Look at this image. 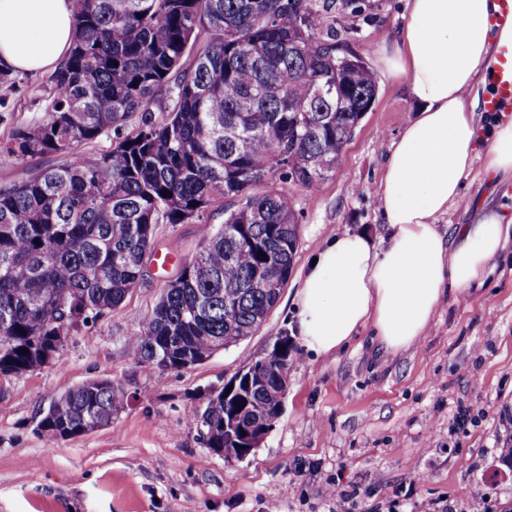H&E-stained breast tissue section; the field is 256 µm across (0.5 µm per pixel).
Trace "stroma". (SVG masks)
I'll use <instances>...</instances> for the list:
<instances>
[{"label": "stroma", "mask_w": 512, "mask_h": 512, "mask_svg": "<svg viewBox=\"0 0 512 512\" xmlns=\"http://www.w3.org/2000/svg\"><path fill=\"white\" fill-rule=\"evenodd\" d=\"M359 2L335 26L374 72L376 101L319 187H292L298 243L265 323L186 369L133 360L131 340L198 252L203 225H222L238 202L225 200L199 223L158 225L142 276L119 307L88 319L58 359L0 381V512H267L271 501L280 512H424L431 502L437 512H468L478 496L490 512H512V475L498 470L512 416V242L482 284L449 291L412 347L382 352L365 328L340 352L299 351L283 414L246 460L212 453L188 417L278 337L292 335L301 275L327 239L388 235L376 181L413 105L404 78L387 75L375 48L403 25L406 4ZM51 87L50 74L19 73L0 90V143L46 119ZM502 184L476 158L440 231L471 223L488 206L512 207ZM93 379L125 392L111 424L59 441L42 435L50 403ZM463 409L471 415L462 425Z\"/></svg>", "instance_id": "stroma-1"}]
</instances>
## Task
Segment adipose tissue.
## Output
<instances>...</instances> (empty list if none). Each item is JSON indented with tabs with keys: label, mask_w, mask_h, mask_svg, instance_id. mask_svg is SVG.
Returning <instances> with one entry per match:
<instances>
[{
	"label": "adipose tissue",
	"mask_w": 512,
	"mask_h": 512,
	"mask_svg": "<svg viewBox=\"0 0 512 512\" xmlns=\"http://www.w3.org/2000/svg\"><path fill=\"white\" fill-rule=\"evenodd\" d=\"M497 0H408V19L378 44L386 72L404 77L416 107L392 144L377 195L385 243L364 234L332 237L308 265L296 295V332L307 350L333 354L372 327L385 350L425 336L448 290L481 283L512 238L498 206L443 236L439 216L460 198L476 157L487 173L512 176V119L479 142L474 88L494 73L512 27L492 28ZM73 0H0V64L39 74L56 70L73 41Z\"/></svg>",
	"instance_id": "ef3b65f1"
}]
</instances>
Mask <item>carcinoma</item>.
I'll list each match as a JSON object with an SVG mask.
<instances>
[{
  "label": "carcinoma",
  "mask_w": 512,
  "mask_h": 512,
  "mask_svg": "<svg viewBox=\"0 0 512 512\" xmlns=\"http://www.w3.org/2000/svg\"><path fill=\"white\" fill-rule=\"evenodd\" d=\"M357 9L356 0H74L73 44L51 78L48 118L0 145L14 160L59 159L0 185V372L61 354V337L135 287L157 225L199 221L227 198L239 206L202 230L131 354L174 369L259 330L281 291L251 281L287 285L297 246L285 185L320 184L375 103L373 72L325 25ZM162 92L173 106L157 121L151 105ZM134 112V134L85 157L84 145ZM297 360L286 337L248 365L272 375ZM275 387L270 377L229 398L216 390L189 418L208 448L236 459L224 420L262 427L275 417ZM123 408L122 389L89 380L55 399L39 429L65 439L111 424Z\"/></svg>",
  "instance_id": "1"
}]
</instances>
